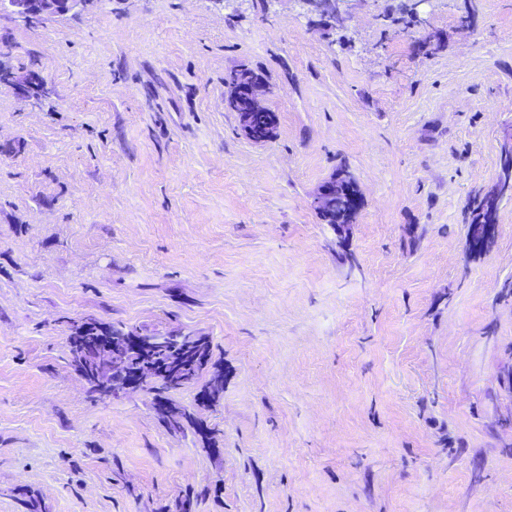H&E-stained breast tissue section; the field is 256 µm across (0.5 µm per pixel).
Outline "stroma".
<instances>
[{
    "mask_svg": "<svg viewBox=\"0 0 512 512\" xmlns=\"http://www.w3.org/2000/svg\"><path fill=\"white\" fill-rule=\"evenodd\" d=\"M402 2L356 0L338 38L293 0L0 14V512H512V195L469 239L512 0H433L423 29ZM241 65L270 141L224 104ZM342 165L340 238L313 197ZM87 319L208 337L220 399L173 394L201 431L92 397ZM244 68L240 67L227 73V81L229 85L226 87L229 91L227 104L229 102L240 103L244 105L245 112H237L242 131L253 141L265 142L270 140L272 135L269 133H259L256 128L250 124L249 117L254 112H262L263 114L272 113L271 109L264 105L263 96L266 93V84L260 77L253 76L249 73L241 74Z\"/></svg>",
    "mask_w": 512,
    "mask_h": 512,
    "instance_id": "obj_1",
    "label": "stroma"
}]
</instances>
